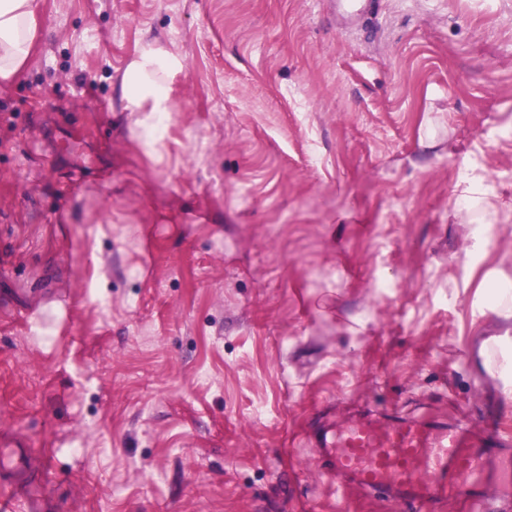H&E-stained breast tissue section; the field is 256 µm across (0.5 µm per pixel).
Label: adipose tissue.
I'll list each match as a JSON object with an SVG mask.
<instances>
[{"label": "adipose tissue", "mask_w": 512, "mask_h": 512, "mask_svg": "<svg viewBox=\"0 0 512 512\" xmlns=\"http://www.w3.org/2000/svg\"><path fill=\"white\" fill-rule=\"evenodd\" d=\"M38 38L36 0H0V85L17 81L26 71ZM175 57L146 46L131 62L122 81V97L129 111L149 106L152 116L146 128L157 137L168 118V71L177 66Z\"/></svg>", "instance_id": "1"}]
</instances>
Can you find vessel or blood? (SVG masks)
<instances>
[{
  "mask_svg": "<svg viewBox=\"0 0 512 512\" xmlns=\"http://www.w3.org/2000/svg\"><path fill=\"white\" fill-rule=\"evenodd\" d=\"M354 24L373 0H336ZM489 376L512 385V344L490 342ZM328 458L337 485L354 483L400 500L408 512H427L442 500L465 502L471 512H512V440L498 423L480 429L442 422H353L337 430ZM28 493L0 499V512H38Z\"/></svg>",
  "mask_w": 512,
  "mask_h": 512,
  "instance_id": "obj_1",
  "label": "vessel or blood"
}]
</instances>
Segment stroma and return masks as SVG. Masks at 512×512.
Here are the masks:
<instances>
[{"mask_svg":"<svg viewBox=\"0 0 512 512\" xmlns=\"http://www.w3.org/2000/svg\"><path fill=\"white\" fill-rule=\"evenodd\" d=\"M0 86V440L41 512H408L338 492L343 423L498 417L512 0H36ZM177 57L159 139L120 84ZM499 203L457 212L461 182ZM265 408L254 419L255 405ZM335 4L338 13L344 19L346 24H354L368 15L374 2L372 0H331ZM509 339L510 342H490L485 351L489 371L487 376L502 386L512 385L511 336Z\"/></svg>","mask_w":512,"mask_h":512,"instance_id":"1","label":"stroma"}]
</instances>
